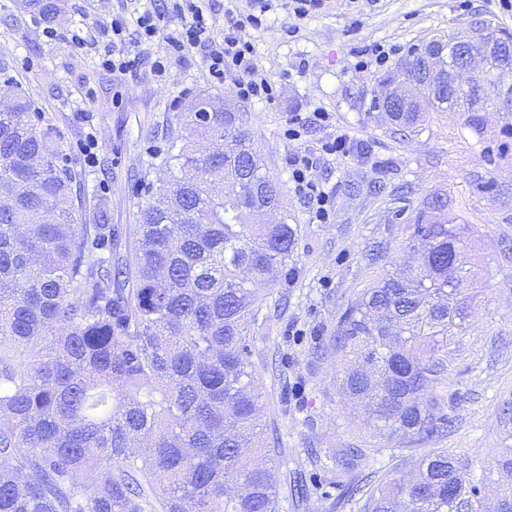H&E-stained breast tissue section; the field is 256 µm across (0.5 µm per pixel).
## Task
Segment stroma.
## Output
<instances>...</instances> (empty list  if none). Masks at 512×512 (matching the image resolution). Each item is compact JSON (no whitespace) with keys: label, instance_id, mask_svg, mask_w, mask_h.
Listing matches in <instances>:
<instances>
[{"label":"stroma","instance_id":"stroma-1","mask_svg":"<svg viewBox=\"0 0 512 512\" xmlns=\"http://www.w3.org/2000/svg\"><path fill=\"white\" fill-rule=\"evenodd\" d=\"M63 7L66 22L50 41L23 0H0V92L20 89L34 100L31 120L60 143L86 223L111 225L120 254L133 252L139 209L165 178L160 161L198 103L239 113L281 185L297 239L287 274L258 293L250 357L266 394V436L279 452V512H358L345 487L327 484L311 464L313 448L335 450L340 459L362 449L355 480L393 468L408 473L418 457L445 448L484 462L483 493L493 499L501 478L497 451L512 448V154H499L512 112L488 114L480 136L457 112H427L417 131H403L373 108L379 70L357 61L381 43L395 47L389 63L397 65L478 19L512 33V11L502 0H323L318 13L301 18L277 0L266 25L246 32L257 69L274 89L271 101L251 102L239 97L234 79L209 84L200 55L171 52L162 36L130 43L136 70L98 69L95 47L107 26L115 18L134 24L139 0H64ZM77 38L83 49L74 48ZM163 54L169 63L157 78L151 65ZM87 84L95 89L90 100L82 93ZM320 110L332 112L334 122L315 121ZM294 112L306 121L297 140L285 126ZM339 134L347 137V153L324 154L322 144ZM89 145L97 154L91 165L84 161ZM295 152L316 159L313 176L330 196L328 223H313L307 202L293 192L286 159ZM485 183L490 193H483ZM435 193L446 195L449 212L469 225L483 286L448 355L441 391L447 435L395 447L337 391L340 356L318 359L312 347L330 335L348 301L390 267L411 261L401 248L407 218ZM378 242L386 253L375 262L370 250Z\"/></svg>","mask_w":512,"mask_h":512}]
</instances>
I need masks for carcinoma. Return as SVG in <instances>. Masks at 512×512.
<instances>
[{"instance_id": "carcinoma-1", "label": "carcinoma", "mask_w": 512, "mask_h": 512, "mask_svg": "<svg viewBox=\"0 0 512 512\" xmlns=\"http://www.w3.org/2000/svg\"><path fill=\"white\" fill-rule=\"evenodd\" d=\"M26 6L48 22L63 13L61 0ZM32 111L20 91L0 107V512H278L251 330L256 286L288 269L298 228L250 133L222 108L187 116L133 258L114 260L112 229L79 223L75 177ZM409 228L416 265L363 289L327 349L347 361L338 390L379 435L424 442L448 425V346L480 276L447 203L423 201ZM456 247L463 287L450 293ZM484 479L435 448L408 478L367 480L358 509L488 512ZM493 512H512L511 481Z\"/></svg>"}]
</instances>
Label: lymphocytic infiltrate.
<instances>
[{
  "instance_id": "obj_1",
  "label": "lymphocytic infiltrate",
  "mask_w": 512,
  "mask_h": 512,
  "mask_svg": "<svg viewBox=\"0 0 512 512\" xmlns=\"http://www.w3.org/2000/svg\"><path fill=\"white\" fill-rule=\"evenodd\" d=\"M273 2L251 0V12L230 17L223 34L218 35L214 32L212 17L204 12L198 0H164L162 6L143 8L136 19L135 30H128L122 20H113L111 38L98 48L99 65L103 70L112 72L133 68L137 60L126 50L128 38H135L140 43L152 42L166 27L169 18L176 16L180 18L181 25L172 33L169 44L177 51L200 50L209 83L220 85L226 78L233 77L243 100H271L272 84L258 74L253 63L254 47L245 39L244 32L249 28L257 30L262 27ZM288 166L295 194L313 204V215L318 223H327V195L310 176L313 167L310 156L302 153L291 155Z\"/></svg>"
}]
</instances>
